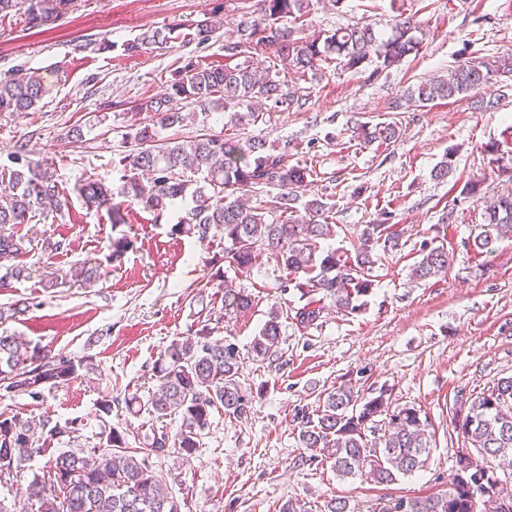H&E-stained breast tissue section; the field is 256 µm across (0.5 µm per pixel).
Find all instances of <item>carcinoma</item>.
<instances>
[{
    "mask_svg": "<svg viewBox=\"0 0 512 512\" xmlns=\"http://www.w3.org/2000/svg\"><path fill=\"white\" fill-rule=\"evenodd\" d=\"M28 28H39L68 13L71 0H25ZM311 0H255L256 9L243 15L233 31L235 41L225 50L236 56L256 47L271 48L295 73L305 76L320 70V64L338 60L357 69L375 57L388 69L419 51L413 35L416 23L410 16L395 20L391 33L376 35L368 25L339 28L327 34L306 26ZM217 31L211 18L189 24L172 22L148 29L123 44L128 56L149 48L161 49L173 40L200 44L211 41ZM54 72H19L0 80V112H27L51 93ZM498 86L497 97L512 91V54L490 60L467 61L448 71V76L422 82L407 90L409 105L423 107L437 100L467 97L490 83ZM297 90L284 84L270 68L259 70L242 63L222 67L202 66L192 60L177 69L164 96L143 99L125 113L127 140L133 150L120 159L123 174L119 191L100 180L86 178L76 192L88 208L106 210L112 224L125 223V211L134 205L161 215L178 199L191 195L193 206L182 222L172 225L173 235L208 236L216 230L224 237V262L239 270L251 269L265 253L286 271L308 302L295 313L302 324L312 325L326 306L354 314L365 305L373 288L369 270L373 259L369 246L394 247L389 231V213L377 224L360 231L362 246L355 252L320 246L333 235L326 221L327 204L320 197L302 200L309 169L291 163L288 146L276 149L263 139L247 142L230 135H202L188 140L159 139L155 129L142 124L141 115L153 113L162 128L180 126L188 106L203 112H227L236 127L254 121V112L239 108L252 101L291 104ZM393 122L362 125L358 138L366 145H388L397 140ZM8 181L0 189V288L27 276L19 258L27 253L31 239L14 231L36 217V207L48 204L57 211L67 206V194L53 178L50 168L30 159L24 148L11 156ZM194 178L187 177V174ZM274 186L278 193L270 207H251L236 193ZM304 210L302 219L295 213ZM512 227V194L502 195L486 210L484 223L464 242L468 252L483 254L492 249ZM448 251L424 247L414 267L420 279L445 271ZM252 307L251 295L224 290V311L243 314ZM211 315L197 321L192 336L173 339L160 352L154 365L159 388L142 401L124 400L157 420H175L174 431L152 428L129 444L128 433L103 423L98 444H81L85 424L75 417L64 422L49 418H22L0 414V482H8L21 463L37 455L48 457L42 473L35 475L37 512H181L182 503L153 468V459L177 454L189 461L202 446L203 432L214 412L242 417L252 400L239 388L240 354L227 340H214ZM281 312L272 310L252 341L254 357L264 360L278 348ZM94 369L89 356L55 357L37 352L18 337L0 334V399L26 394L36 401L45 390L78 378ZM389 389L372 392L344 383L327 392L313 412H303L299 439L312 451L310 459L322 456L332 462L342 478L366 477L377 484H390L400 475L425 467L434 433L428 418L413 406L391 407ZM454 429L469 444L466 455L456 454L448 489L427 497H395L393 506L378 512H482L490 503L501 512V500L512 499V485L504 483L491 465L512 453V377L497 380L475 395L460 401ZM67 444L70 449L59 451ZM485 478L488 492L475 505L470 497L473 478Z\"/></svg>",
    "mask_w": 512,
    "mask_h": 512,
    "instance_id": "obj_1",
    "label": "carcinoma"
}]
</instances>
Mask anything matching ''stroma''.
<instances>
[{"label":"stroma","instance_id":"obj_1","mask_svg":"<svg viewBox=\"0 0 512 512\" xmlns=\"http://www.w3.org/2000/svg\"><path fill=\"white\" fill-rule=\"evenodd\" d=\"M214 8L223 35L253 11L254 0H73L63 18L33 29L26 28L23 11L0 17V78L20 70L58 75L42 108L0 113V167L25 148L50 163L69 194L61 213L17 227L31 240L22 258L30 275L0 288V333L52 356H89L95 363L94 373L41 400L24 394L0 399V414L84 419L81 442L93 447L100 396L147 398L158 386L160 351L192 334L200 305L223 307V289L207 284L224 255L223 237L170 232L191 199L177 200L159 217L131 207L125 223L115 225L74 192L89 176L117 184V163L130 151L123 136L132 105L162 96L187 60L226 61L222 35L201 45L178 39L136 56L125 55L123 43L173 21L202 19ZM402 14L413 17L421 47L397 66L384 70L372 61L350 70L334 61L305 79L262 47L244 53V60L272 67L284 84L299 87L297 105L261 104L256 121L238 127L223 114L199 111L183 126L157 131L163 139L221 133L291 145L294 161L312 171L306 196H322L329 205L335 230L329 246L356 249L362 226L385 212L397 235L396 248L373 250L366 308L354 314L330 309L311 325L296 320L305 300L284 286L275 260L261 258L247 272L225 267V280L249 293L253 307L225 316L213 336L237 344L238 383L252 408L241 419L214 414L190 462L173 455L155 460L158 475L184 499L183 512H277L295 498L321 512L335 497L347 500L352 512H374L390 497L444 491L463 446L453 428L460 399L512 376V238L478 256L463 247L483 222L486 201L512 193V179L498 172L488 152L493 144L512 151L506 133L512 98L491 109L468 98L424 107L398 103L408 88L447 74L458 61L512 53V0H343L339 6L312 0L310 19L329 32L369 23L386 36ZM106 41L111 50H101ZM381 122L399 126L397 141L361 145L354 125ZM73 128L81 130V141L68 138ZM449 152L451 170L435 179L434 167ZM475 177L484 181L479 198L462 191ZM123 236L132 245L110 262L112 243ZM49 240L61 242V249L45 250ZM424 245L444 247L452 260L444 274L419 280L411 269ZM86 263L102 271L90 286L73 275ZM274 308L282 314L280 344L270 359L254 360L251 343ZM347 380L391 388L393 404L427 415L436 443L425 468L386 486L343 479L331 462L310 461L300 446L299 418ZM44 464L41 457L23 462L0 484V512H36L28 486Z\"/></svg>","mask_w":512,"mask_h":512}]
</instances>
